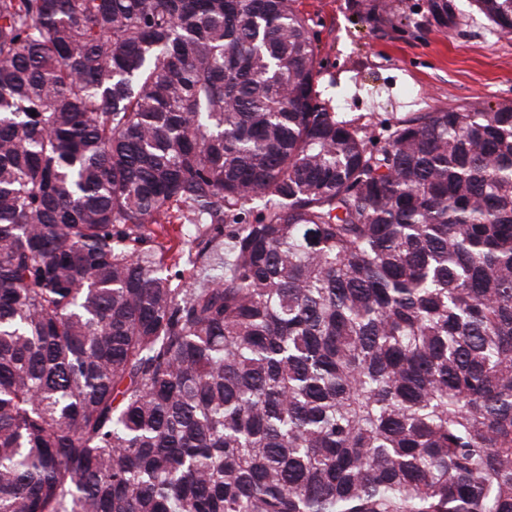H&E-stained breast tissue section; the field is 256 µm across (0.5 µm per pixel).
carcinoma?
I'll return each instance as SVG.
<instances>
[{
	"label": "carcinoma",
	"mask_w": 512,
	"mask_h": 512,
	"mask_svg": "<svg viewBox=\"0 0 512 512\" xmlns=\"http://www.w3.org/2000/svg\"><path fill=\"white\" fill-rule=\"evenodd\" d=\"M317 74L295 0H0V512H512V102ZM174 224H151L149 227L159 236V241L163 243L166 253L167 263L173 262V257L177 254V243L180 237V225L176 223L175 211H171ZM168 248H171L167 251Z\"/></svg>",
	"instance_id": "cac0c4a2"
}]
</instances>
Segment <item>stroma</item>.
Wrapping results in <instances>:
<instances>
[{"mask_svg":"<svg viewBox=\"0 0 512 512\" xmlns=\"http://www.w3.org/2000/svg\"><path fill=\"white\" fill-rule=\"evenodd\" d=\"M448 2L441 26L429 18V0H298L320 62L319 102L380 146L417 113L512 100V35L470 0Z\"/></svg>","mask_w":512,"mask_h":512,"instance_id":"1","label":"stroma"}]
</instances>
